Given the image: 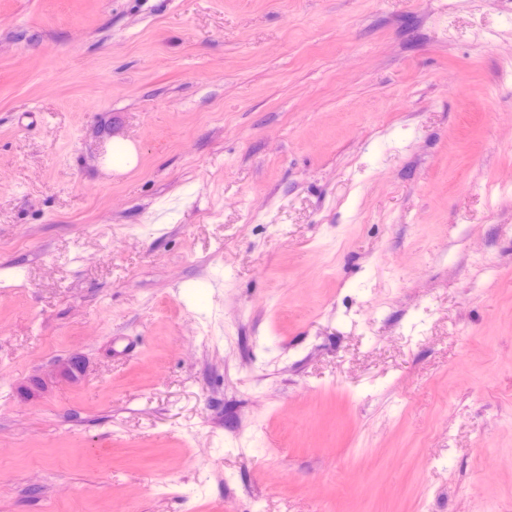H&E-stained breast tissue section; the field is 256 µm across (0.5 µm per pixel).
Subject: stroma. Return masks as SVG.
Segmentation results:
<instances>
[{
  "mask_svg": "<svg viewBox=\"0 0 512 512\" xmlns=\"http://www.w3.org/2000/svg\"><path fill=\"white\" fill-rule=\"evenodd\" d=\"M0 512H512V0H0ZM111 155H108V159H112V170L117 173L128 171L137 163V152L134 145L121 138H113Z\"/></svg>",
  "mask_w": 512,
  "mask_h": 512,
  "instance_id": "obj_1",
  "label": "stroma"
}]
</instances>
